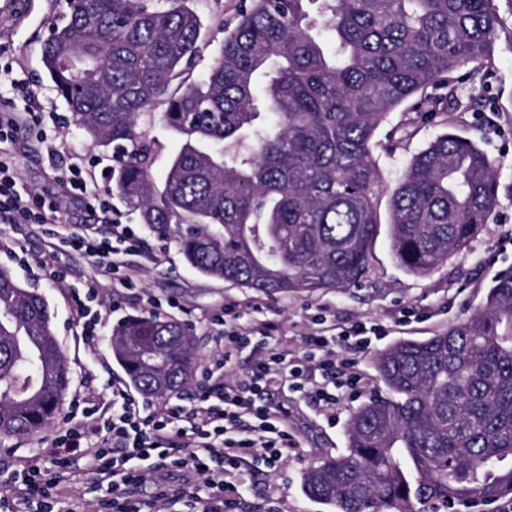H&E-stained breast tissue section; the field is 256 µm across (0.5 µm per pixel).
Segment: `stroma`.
I'll use <instances>...</instances> for the list:
<instances>
[{
    "label": "stroma",
    "instance_id": "obj_1",
    "mask_svg": "<svg viewBox=\"0 0 512 512\" xmlns=\"http://www.w3.org/2000/svg\"><path fill=\"white\" fill-rule=\"evenodd\" d=\"M244 0H190L203 26L199 52L180 79L187 85L199 82L209 71L224 39L238 23ZM63 10L62 0H0V46L21 67L28 85L25 98L17 99V110L33 109L46 117L43 136L18 132L10 145L17 163L19 189L37 192L58 209L64 223L94 224L102 235L112 227L101 214L88 209L84 196L65 188L60 179L69 165L91 174L90 189L106 194L112 215L132 225L141 235V253L127 256V263L140 269L132 287L123 288L102 276L98 267L80 260L52 257L40 238L16 240L14 233L0 236V266L9 264L6 248L23 249L26 266L12 272L24 288L41 293L54 314L53 330L65 355L71 384L68 399H88L108 409L110 387H128L123 368L116 362L108 331L130 315L151 314L152 302H160V315L186 322L199 356L207 367L215 351L218 326L214 315L232 305L240 323L255 319L274 324L276 335L290 353L303 355L305 339L316 318L348 326L362 322L381 324L386 334L365 349L336 350L338 378H356L354 389L338 390L335 407L318 410L306 395L288 396L290 431L297 441L295 451L277 470L257 472L238 512H328L304 491L307 471L330 456L346 451L347 429L353 412L364 402L386 393L373 364L374 355L401 340H423L452 327L478 311L488 289L500 274L512 271V44L501 43L495 65L484 73L464 67L452 74L450 84L458 101L454 110L424 119L407 104L388 115L380 126L374 158L381 172L378 195L380 213H387L391 189L411 157L437 134L453 131L475 141L494 165L499 184V204L488 224L468 251L451 256L439 268L423 276L411 275L397 264L387 231L373 243L367 277L362 285L318 289L310 292L278 293L272 296L240 287L218 278L201 276L179 251L178 225L159 234L141 224L137 212L115 191L112 171L117 162L110 150L97 144L70 119V111L46 76L42 64V42ZM165 99L139 118V129L152 145V180L162 189L171 159L184 139L164 120ZM394 141L395 151L382 144ZM166 250L168 260L157 265L151 253ZM98 280L101 313L107 328L98 343H89L76 322L71 302L82 279Z\"/></svg>",
    "mask_w": 512,
    "mask_h": 512
}]
</instances>
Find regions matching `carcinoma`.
<instances>
[{
    "label": "carcinoma",
    "instance_id": "cac0c4a2",
    "mask_svg": "<svg viewBox=\"0 0 512 512\" xmlns=\"http://www.w3.org/2000/svg\"><path fill=\"white\" fill-rule=\"evenodd\" d=\"M65 7L42 63L86 133L120 157V195L153 229L187 224L181 252L201 275L268 294L366 278L380 124L413 98L429 114L457 104L424 92L492 65L503 24L496 0H252L207 77L168 98L165 120L185 142L157 191L138 116L196 56L201 19L181 0ZM498 204L487 155L438 135L390 193L396 262L432 272L470 248ZM110 345L145 396L180 392L197 363L176 319L129 317ZM373 363L388 396L353 412L346 452L306 473L309 497L332 512H481L512 499V274L460 324ZM69 385L48 301L0 266V439L48 428Z\"/></svg>",
    "mask_w": 512,
    "mask_h": 512
}]
</instances>
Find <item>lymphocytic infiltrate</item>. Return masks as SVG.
Listing matches in <instances>:
<instances>
[{"label":"lymphocytic infiltrate","instance_id":"f902f5d3","mask_svg":"<svg viewBox=\"0 0 512 512\" xmlns=\"http://www.w3.org/2000/svg\"><path fill=\"white\" fill-rule=\"evenodd\" d=\"M22 125L41 133L40 113L0 114V223L28 237H49L53 252L94 259L105 276L132 286L136 274L125 257L139 251L142 240L130 225L113 224L105 239L95 225L61 223L42 195L17 189L6 145ZM213 322L221 328L217 344L228 361L252 335H261L248 383L205 370L190 409L141 401L113 388L109 416H100L93 404L69 414L51 447L8 470L9 493L0 497V512H63L75 482L110 486L102 512H162L179 504L188 512H234L247 490L244 465L258 457L268 468H279L294 447L288 405L279 393L304 391L330 409L336 402L337 347L365 348L384 333L362 323L310 333L308 345L321 353L310 368L272 342L267 324L245 328L221 315ZM74 460L80 463L75 470Z\"/></svg>","mask_w":512,"mask_h":512}]
</instances>
